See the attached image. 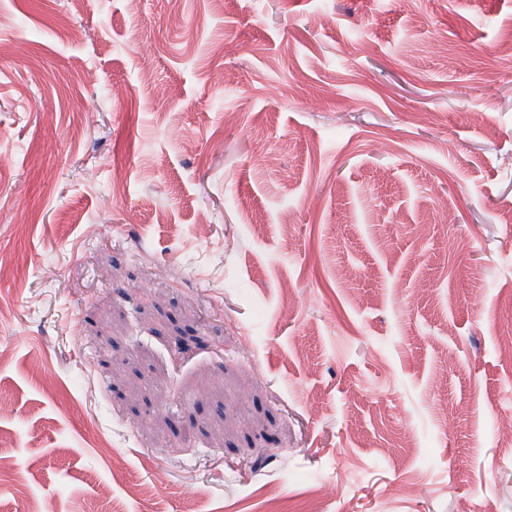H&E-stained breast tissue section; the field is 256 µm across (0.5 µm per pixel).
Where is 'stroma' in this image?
I'll list each match as a JSON object with an SVG mask.
<instances>
[{"instance_id": "35a3bbf8", "label": "stroma", "mask_w": 512, "mask_h": 512, "mask_svg": "<svg viewBox=\"0 0 512 512\" xmlns=\"http://www.w3.org/2000/svg\"><path fill=\"white\" fill-rule=\"evenodd\" d=\"M511 39L0 0V512H512Z\"/></svg>"}]
</instances>
